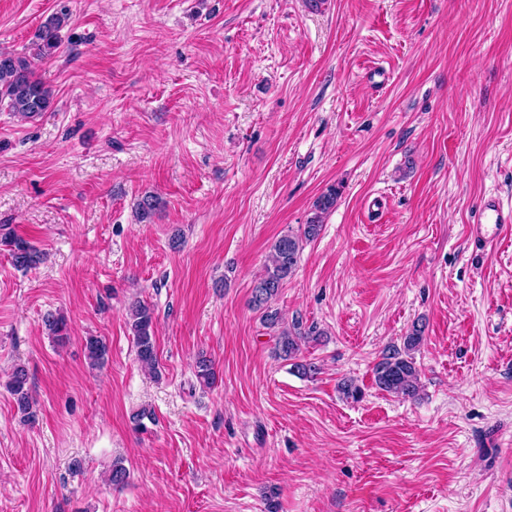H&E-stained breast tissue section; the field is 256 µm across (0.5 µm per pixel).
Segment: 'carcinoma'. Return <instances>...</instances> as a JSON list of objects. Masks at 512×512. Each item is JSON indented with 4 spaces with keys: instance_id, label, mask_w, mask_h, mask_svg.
I'll return each instance as SVG.
<instances>
[{
    "instance_id": "1",
    "label": "carcinoma",
    "mask_w": 512,
    "mask_h": 512,
    "mask_svg": "<svg viewBox=\"0 0 512 512\" xmlns=\"http://www.w3.org/2000/svg\"><path fill=\"white\" fill-rule=\"evenodd\" d=\"M67 15H53L42 26L41 43L37 45L35 56L40 59L52 56L59 47L57 30L65 23ZM53 102L52 89L37 78L31 68V62L25 56L0 52V105L26 118L37 117L47 111ZM340 190L329 186L313 202V215L301 225L297 232L278 237L272 244V253L264 272L252 287L251 302L255 310L261 312L264 326L277 332L275 354L291 362L293 371L301 376L318 373L313 363L300 360L301 343L316 341L323 332L317 326L302 327L295 321L289 328L280 326L281 318L277 309L272 307L284 283L290 278L298 264L304 244L318 237L322 229L325 213L336 206ZM159 206L154 194H146L138 201L136 210L139 220L152 219ZM10 246L13 266L27 270L41 260V253L29 242L18 236L6 239ZM154 309L139 301L129 308L130 330L133 335L136 356L139 362L156 369L158 357L154 336ZM425 324L421 320L412 323L411 328L399 345L386 348L374 367V383L382 391L390 394L414 397L419 392L418 370L414 353L424 341ZM87 357L91 365L101 367L108 359V347L99 338L91 336L86 341ZM196 377L200 384L209 386L216 382V372L211 360L202 357L197 361ZM29 377L26 369L17 366L11 373L8 384L17 409L25 417H33L32 401L29 394ZM129 472L122 462L112 464L108 480L121 487L128 482Z\"/></svg>"
}]
</instances>
